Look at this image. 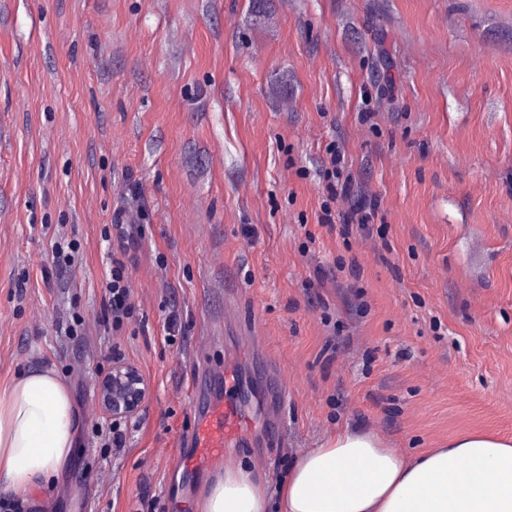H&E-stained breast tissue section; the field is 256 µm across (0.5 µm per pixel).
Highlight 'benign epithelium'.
<instances>
[{
    "instance_id": "obj_1",
    "label": "benign epithelium",
    "mask_w": 512,
    "mask_h": 512,
    "mask_svg": "<svg viewBox=\"0 0 512 512\" xmlns=\"http://www.w3.org/2000/svg\"><path fill=\"white\" fill-rule=\"evenodd\" d=\"M149 394L150 387L136 366L114 362L99 381L95 399L104 414L118 420L138 414Z\"/></svg>"
}]
</instances>
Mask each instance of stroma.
Here are the masks:
<instances>
[{
  "instance_id": "obj_1",
  "label": "stroma",
  "mask_w": 512,
  "mask_h": 512,
  "mask_svg": "<svg viewBox=\"0 0 512 512\" xmlns=\"http://www.w3.org/2000/svg\"><path fill=\"white\" fill-rule=\"evenodd\" d=\"M332 142L372 247L321 225ZM117 358L150 386L120 449ZM228 363L252 426L226 458L273 487L345 427L512 437V0H0V381L52 368L81 420L23 512H192L224 464L184 474L178 442ZM125 263L112 256V268L102 283L108 295V307L112 315V326L119 327L133 316L135 309L131 278L125 273Z\"/></svg>"
}]
</instances>
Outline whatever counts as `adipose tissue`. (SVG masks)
Masks as SVG:
<instances>
[{
  "label": "adipose tissue",
  "mask_w": 512,
  "mask_h": 512,
  "mask_svg": "<svg viewBox=\"0 0 512 512\" xmlns=\"http://www.w3.org/2000/svg\"><path fill=\"white\" fill-rule=\"evenodd\" d=\"M79 426L70 390L50 368L0 383V498L27 499L58 481ZM512 512V439L472 433L406 458L375 433L344 428L298 456L269 489L235 460L195 512Z\"/></svg>",
  "instance_id": "adipose-tissue-1"
}]
</instances>
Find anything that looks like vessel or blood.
<instances>
[{
  "instance_id": "b4317fda",
  "label": "vessel or blood",
  "mask_w": 512,
  "mask_h": 512,
  "mask_svg": "<svg viewBox=\"0 0 512 512\" xmlns=\"http://www.w3.org/2000/svg\"><path fill=\"white\" fill-rule=\"evenodd\" d=\"M236 382L235 371L226 369L222 379L213 381L212 395L200 404L190 435L193 451L185 460L190 470L206 471L223 457L225 448L245 441L249 419L238 402L222 395L223 387Z\"/></svg>"
}]
</instances>
